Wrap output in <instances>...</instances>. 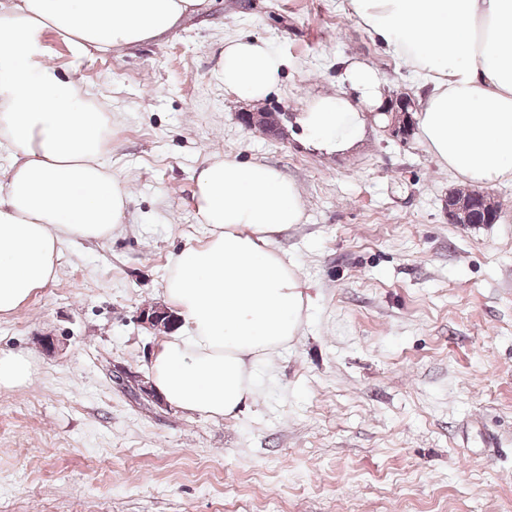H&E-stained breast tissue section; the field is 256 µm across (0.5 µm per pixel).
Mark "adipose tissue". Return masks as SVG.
Segmentation results:
<instances>
[{"label": "adipose tissue", "instance_id": "obj_1", "mask_svg": "<svg viewBox=\"0 0 512 512\" xmlns=\"http://www.w3.org/2000/svg\"><path fill=\"white\" fill-rule=\"evenodd\" d=\"M200 0H0V316L56 277L61 245L105 241L131 190L106 161L112 115L77 78L60 77L38 38L50 30L87 55L172 28ZM348 15L404 61L423 87L418 134L466 183L512 180V0H347ZM288 59L264 38L224 42L225 95L261 100ZM387 100L376 67L346 59L336 88L307 97L299 122L313 144L342 152ZM194 213L207 237L187 245L165 279L174 335L153 352L148 380L170 405L210 418L254 403L257 366L300 332L311 303L296 263L275 248L304 216L295 181L261 163L216 156L195 170Z\"/></svg>", "mask_w": 512, "mask_h": 512}]
</instances>
